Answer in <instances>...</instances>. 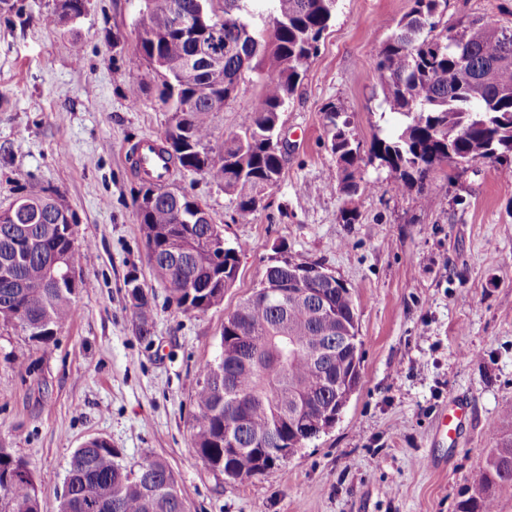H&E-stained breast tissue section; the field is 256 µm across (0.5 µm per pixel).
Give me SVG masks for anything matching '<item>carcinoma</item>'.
I'll list each match as a JSON object with an SVG mask.
<instances>
[{"label": "carcinoma", "mask_w": 512, "mask_h": 512, "mask_svg": "<svg viewBox=\"0 0 512 512\" xmlns=\"http://www.w3.org/2000/svg\"><path fill=\"white\" fill-rule=\"evenodd\" d=\"M145 0L132 63H147L162 77L160 100L172 112L166 136L180 132L175 148L161 142L171 165L202 173L236 199L238 219L250 223L278 184L285 162L279 146L281 113L316 58L335 0H266L262 30L243 20L249 0ZM448 0H413L396 30L376 52L374 76L382 103L401 123L392 136H375L369 153L387 171L390 184L423 182L430 171L455 156L468 163L489 161L512 167V37L478 17L450 29L443 22ZM87 0H57L49 23L80 19ZM195 15V32L168 30L172 11ZM259 76L258 90L240 132L210 146L207 114L235 99L244 74ZM330 150L340 171V191L360 189L362 161L349 122L325 109ZM155 195L145 209L136 205L154 279L165 285L176 306L205 312L224 303L234 283L243 245L224 248L217 260L209 249L224 237L221 225L196 199L148 181ZM18 210L0 214V324L19 326L33 342L51 340L73 312L75 284L58 283L50 257L66 252L80 266L73 214L64 196L43 191L16 199ZM311 262L292 257L266 269L273 288ZM28 284L16 287V281ZM336 287L315 283L310 294H288L285 303L249 298L224 319L219 357L201 368L193 397V458L247 482L280 464L316 434L294 430L288 398L301 414L318 407L336 413L361 379V341L356 306L340 279ZM140 331L149 333L152 305L138 278L126 280ZM288 452H282V449ZM105 439L93 437L75 449L58 512H185V501L168 464L148 459L132 469ZM512 484V441L493 449L469 478V496L458 512H494L493 491ZM0 512H40L28 464L0 447Z\"/></svg>", "instance_id": "carcinoma-1"}]
</instances>
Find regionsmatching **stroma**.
Here are the masks:
<instances>
[{"label": "stroma", "instance_id": "1", "mask_svg": "<svg viewBox=\"0 0 512 512\" xmlns=\"http://www.w3.org/2000/svg\"><path fill=\"white\" fill-rule=\"evenodd\" d=\"M0 13V207L19 196L64 195L83 243L88 282L70 322L45 343L0 327V445L25 460L41 512H58L76 448L109 441L129 467L166 461L187 512H457L470 474L512 437V170L487 161L433 169L427 205L416 188H327L336 169L324 110L337 106L362 150L394 126L374 84L375 52L412 0H336L318 56L282 114L288 154L254 220L209 177L173 172L188 194L244 244L222 306L185 313L152 277L131 163L142 140L162 141L171 112L153 67L131 64L144 0H89L74 23L48 25L56 0H15ZM481 17L512 27V0H448L456 25ZM81 55H74V46ZM258 77L210 113L211 145L239 129ZM140 102L130 105V88ZM317 261L358 309L361 380L336 424L245 483L192 459L193 394L218 354L228 313L285 257ZM136 273L149 294V337L126 297ZM462 402L455 441L433 435L438 408Z\"/></svg>", "mask_w": 512, "mask_h": 512}]
</instances>
